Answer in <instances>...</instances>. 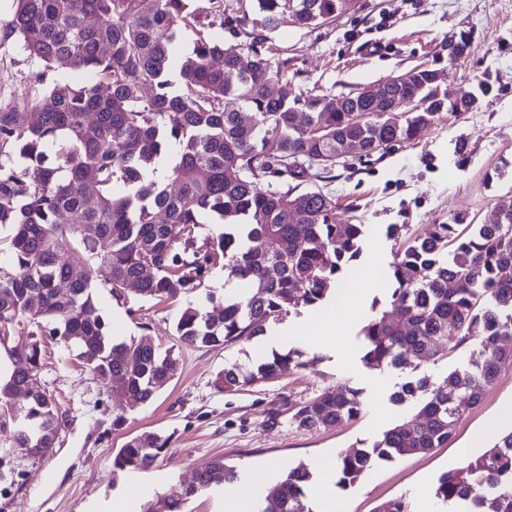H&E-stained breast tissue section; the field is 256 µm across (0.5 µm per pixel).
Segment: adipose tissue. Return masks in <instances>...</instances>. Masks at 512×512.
<instances>
[{
    "mask_svg": "<svg viewBox=\"0 0 512 512\" xmlns=\"http://www.w3.org/2000/svg\"><path fill=\"white\" fill-rule=\"evenodd\" d=\"M360 310L359 292L352 288L350 283H341L334 296L314 319L279 328L275 334L264 340L262 347L266 350L274 347L285 350L293 347H308L312 343L310 330L313 324L317 323L329 328L338 321L350 323L358 319Z\"/></svg>",
    "mask_w": 512,
    "mask_h": 512,
    "instance_id": "obj_1",
    "label": "adipose tissue"
}]
</instances>
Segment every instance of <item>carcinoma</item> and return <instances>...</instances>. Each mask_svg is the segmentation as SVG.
Returning a JSON list of instances; mask_svg holds the SVG:
<instances>
[{
  "label": "carcinoma",
  "instance_id": "1",
  "mask_svg": "<svg viewBox=\"0 0 512 512\" xmlns=\"http://www.w3.org/2000/svg\"><path fill=\"white\" fill-rule=\"evenodd\" d=\"M307 3L299 27L336 20L342 0H249L236 11L220 0H15L0 42L16 40L38 64L34 82L50 72L80 71L84 84L54 80L30 104L31 119L0 107V343L12 371L0 405L26 389L25 418L13 444L42 459L56 447L63 414L33 384L43 337L57 340L86 364L113 402L112 428L123 405L146 404L177 375L179 360L141 340L112 339L97 291L120 302L128 287L146 300H174L206 286L224 265V285L242 286L209 310L189 305L175 325L180 343L215 350L264 336L302 307H317L345 280L363 253L365 225L336 223V201L300 188L311 171L329 179L347 167L353 148L372 157L383 142L415 141L448 100L432 67L395 75L387 115L348 99L338 111L314 90L294 101L270 87L288 84V60L272 61L265 31L288 24L290 2ZM250 39L247 50L213 36L214 28ZM189 39L190 49L177 47ZM448 42L469 54L472 33ZM178 71L179 80L172 79ZM368 112L361 123L351 110ZM180 151L157 177L171 143ZM224 233L199 239L202 217ZM391 265L389 308L362 327L371 369L417 371L473 348L468 365L445 375L406 381L391 395L402 404L421 395L417 414L371 445L336 460L337 485L357 483L380 461L446 444L462 405H478L512 350V196L484 224H435L425 236L402 238ZM304 353L274 351L251 369L233 365L226 392L282 378L305 365ZM362 392L327 388L291 415L297 427L319 430L363 411ZM168 449L157 433L136 435L112 457L115 471L151 468ZM305 463L288 470L257 512H313ZM236 468L217 458L195 471L181 491L143 512H183L185 501L213 485L236 481ZM457 512H512V431L462 467L441 474L435 488Z\"/></svg>",
  "mask_w": 512,
  "mask_h": 512
}]
</instances>
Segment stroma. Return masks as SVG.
I'll return each mask as SVG.
<instances>
[{
    "label": "stroma",
    "mask_w": 512,
    "mask_h": 512,
    "mask_svg": "<svg viewBox=\"0 0 512 512\" xmlns=\"http://www.w3.org/2000/svg\"><path fill=\"white\" fill-rule=\"evenodd\" d=\"M462 29L472 33L470 53L449 62L442 46ZM270 38L275 58L288 62L293 97L310 90L341 97L427 62L442 69L447 84L456 89L471 90L490 79L493 91L480 110L441 113L413 143L337 169L333 182L310 178V186L335 197L337 223L365 225L368 236L381 238L383 262L392 263L396 249L385 236L387 225H406L408 235L416 237L457 215L481 224L491 218L500 198L512 195V0H355L335 22L311 28L291 24ZM36 68L17 43L0 45V105L27 113L43 92L32 79ZM357 269V287L365 294L361 320L336 324L329 338L307 349L303 368L234 393L224 392L218 379L227 365L254 362L255 341L206 351L186 348L175 336L181 310L190 304L208 307L223 269L215 270L206 288L175 301L133 294L123 304L100 294L116 334L172 350L179 371L152 402L125 407L126 422L116 429L106 387L60 344L45 340L36 381L59 400L66 422L49 456L24 458L13 447L7 413L0 410V455L9 456L0 472V512H88L126 478L113 471V453L129 437L145 432L170 439L166 457L149 470L160 479V496L179 490L216 457L240 475L260 473L273 484L298 463L371 445L415 414L417 404L390 400L408 371L373 370L362 360L363 320L388 291L374 287L365 263ZM336 385L361 390L364 410L357 419L317 431L291 422L301 403ZM508 401L510 364L502 367L482 402L465 409L446 445L380 463L356 485L337 488V500L346 503L348 512H374L379 503L401 498L409 512H422V485H435L441 473L456 468L459 448Z\"/></svg>",
    "instance_id": "obj_1"
}]
</instances>
